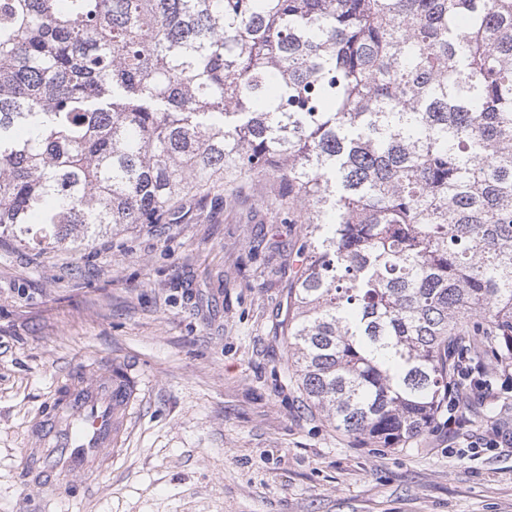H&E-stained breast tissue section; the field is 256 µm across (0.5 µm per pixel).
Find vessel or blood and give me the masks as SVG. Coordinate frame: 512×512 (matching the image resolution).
Returning <instances> with one entry per match:
<instances>
[{
	"label": "vessel or blood",
	"instance_id": "1",
	"mask_svg": "<svg viewBox=\"0 0 512 512\" xmlns=\"http://www.w3.org/2000/svg\"><path fill=\"white\" fill-rule=\"evenodd\" d=\"M140 381L130 365L70 366L47 410L29 428L26 480L32 492L65 496L71 480L107 470L125 446Z\"/></svg>",
	"mask_w": 512,
	"mask_h": 512
}]
</instances>
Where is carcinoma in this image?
Listing matches in <instances>:
<instances>
[{"mask_svg":"<svg viewBox=\"0 0 512 512\" xmlns=\"http://www.w3.org/2000/svg\"><path fill=\"white\" fill-rule=\"evenodd\" d=\"M273 175L282 340L400 448L512 369V0H0V236L78 248Z\"/></svg>","mask_w":512,"mask_h":512,"instance_id":"1","label":"carcinoma"}]
</instances>
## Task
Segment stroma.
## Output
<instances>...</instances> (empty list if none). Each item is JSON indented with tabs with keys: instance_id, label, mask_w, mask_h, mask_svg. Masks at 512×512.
Listing matches in <instances>:
<instances>
[{
	"instance_id": "stroma-1",
	"label": "stroma",
	"mask_w": 512,
	"mask_h": 512,
	"mask_svg": "<svg viewBox=\"0 0 512 512\" xmlns=\"http://www.w3.org/2000/svg\"><path fill=\"white\" fill-rule=\"evenodd\" d=\"M298 230L261 176L77 251L0 237V512H512V445L467 447L488 408L512 431V386L403 448L305 405L278 327ZM105 358L141 380L126 445L90 487L38 497L27 426L71 364Z\"/></svg>"
}]
</instances>
